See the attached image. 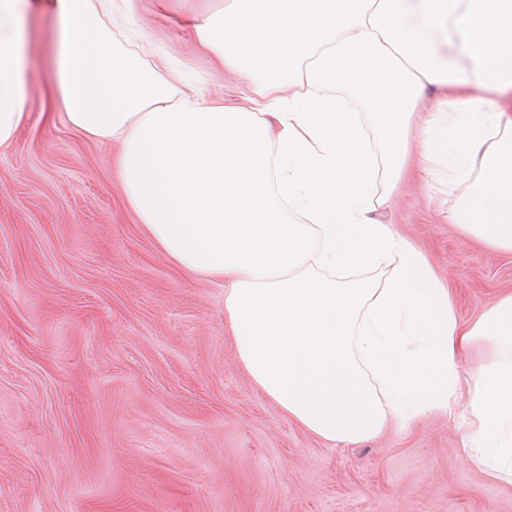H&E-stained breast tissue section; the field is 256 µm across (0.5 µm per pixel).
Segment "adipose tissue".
<instances>
[{
  "mask_svg": "<svg viewBox=\"0 0 512 512\" xmlns=\"http://www.w3.org/2000/svg\"><path fill=\"white\" fill-rule=\"evenodd\" d=\"M39 2L0 0V146L32 109L23 11ZM47 2L64 120L120 144L125 202L159 250L223 282L256 390L332 444L466 400L461 457L512 484V290L461 322L382 220L415 147L456 196L451 223L512 253V0H231L196 26L242 78L224 103L121 47L99 18L110 0Z\"/></svg>",
  "mask_w": 512,
  "mask_h": 512,
  "instance_id": "ef3b65f1",
  "label": "adipose tissue"
}]
</instances>
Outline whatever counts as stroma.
<instances>
[{
  "label": "stroma",
  "mask_w": 512,
  "mask_h": 512,
  "mask_svg": "<svg viewBox=\"0 0 512 512\" xmlns=\"http://www.w3.org/2000/svg\"><path fill=\"white\" fill-rule=\"evenodd\" d=\"M192 13L136 0L140 52L224 101L239 80ZM27 27L31 117L0 146V512H512V487L455 452L466 404L335 446L264 399L223 284L176 267L127 207L117 145L46 118L58 21L39 8ZM453 203L412 157L386 219L471 321L512 289V255L449 223Z\"/></svg>",
  "instance_id": "1"
}]
</instances>
